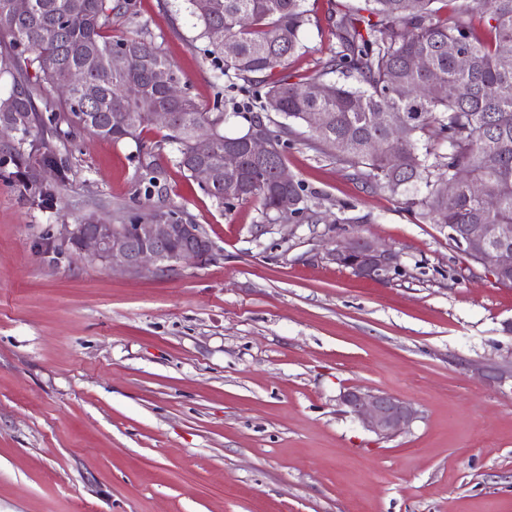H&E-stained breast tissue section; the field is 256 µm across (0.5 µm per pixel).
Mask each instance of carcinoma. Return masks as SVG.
<instances>
[{
    "mask_svg": "<svg viewBox=\"0 0 512 512\" xmlns=\"http://www.w3.org/2000/svg\"><path fill=\"white\" fill-rule=\"evenodd\" d=\"M11 0H0V33L12 36L0 51V77L11 78L0 96V123L15 134L0 144V163L22 171L29 198L52 201L50 188L31 164L34 127L55 125L65 115L75 118L65 135L90 131L114 142L136 139L153 125L156 112L172 114L164 140L176 145L177 165L194 177L192 144L200 136L212 140L204 159L211 182L201 185L218 204L257 199L276 219L290 221L305 214L307 194L293 180H276L285 166L286 136L306 125L310 112H325L330 122L309 129L314 147L359 168L374 187L406 197L422 219L434 224H512V0H478L482 30L472 24L468 10L451 14L434 7L439 0H366L367 7L336 8L332 12L336 50L314 76L291 81L275 77L299 48V34L309 21L305 0H186L207 41L204 52L222 75L255 89L251 100L234 106L235 116L250 120L268 143V157H245L235 172L224 170V149L242 137L224 135V113L203 112L189 94L167 95L160 80L181 82V76L160 47L144 36L114 40L102 32L112 10L110 0H33V11L15 13ZM223 30L217 40L214 29ZM127 57L125 69L113 71L104 60L112 52ZM469 66L461 68L457 55ZM423 58L426 67L412 65ZM43 72L62 91L55 100L31 83L29 69ZM81 69L86 82L71 83ZM341 74L354 83L329 78ZM129 82L141 92L124 95ZM327 89L315 95L312 88ZM402 133L393 141L388 129ZM448 142V154L434 152L436 142ZM465 173L453 194L448 181ZM477 182L495 199L484 208L470 183Z\"/></svg>",
    "mask_w": 512,
    "mask_h": 512,
    "instance_id": "carcinoma-1",
    "label": "carcinoma"
}]
</instances>
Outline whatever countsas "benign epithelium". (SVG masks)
Segmentation results:
<instances>
[{"mask_svg":"<svg viewBox=\"0 0 512 512\" xmlns=\"http://www.w3.org/2000/svg\"><path fill=\"white\" fill-rule=\"evenodd\" d=\"M243 142L252 157L266 156L268 145L263 134L252 132ZM448 236L466 250L470 259L490 271L498 283L512 272L511 224H465L448 231ZM211 249L200 225L161 210L156 211V217L138 224H63L53 241V253L58 256L85 254L102 265H116L132 276L153 269L170 271L181 260L204 262ZM327 257L338 266L378 282L402 273L394 251L348 233L327 251ZM341 400L365 429L381 438L399 434L415 415L409 404L380 391L350 389Z\"/></svg>","mask_w":512,"mask_h":512,"instance_id":"obj_1","label":"benign epithelium"}]
</instances>
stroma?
Listing matches in <instances>:
<instances>
[{
    "instance_id": "35a3bbf8",
    "label": "stroma",
    "mask_w": 512,
    "mask_h": 512,
    "mask_svg": "<svg viewBox=\"0 0 512 512\" xmlns=\"http://www.w3.org/2000/svg\"><path fill=\"white\" fill-rule=\"evenodd\" d=\"M340 3L364 0H306L292 80L335 50ZM103 31L149 32L225 135L245 131L231 110L247 94L205 59L185 0H130ZM32 137L50 205L0 165V512H512V286L446 228L303 126L284 152L310 207L293 225L255 199L218 204L157 127ZM156 209L201 225L209 260L131 277L36 251L61 225ZM344 228L397 252L401 275L326 260ZM350 388L415 418L378 438L342 404Z\"/></svg>"
}]
</instances>
